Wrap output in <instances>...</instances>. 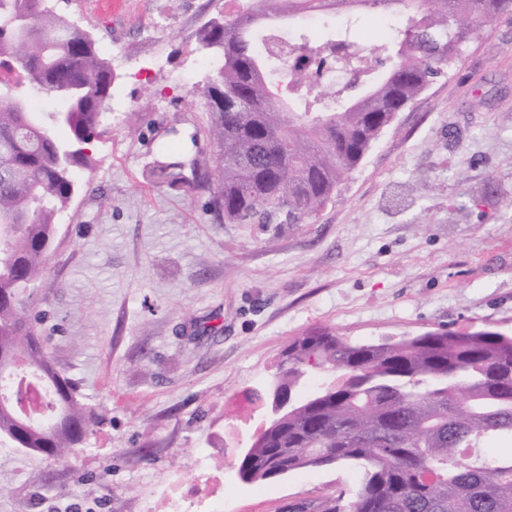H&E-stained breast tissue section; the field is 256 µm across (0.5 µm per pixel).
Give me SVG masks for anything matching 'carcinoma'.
Segmentation results:
<instances>
[{
  "mask_svg": "<svg viewBox=\"0 0 512 512\" xmlns=\"http://www.w3.org/2000/svg\"><path fill=\"white\" fill-rule=\"evenodd\" d=\"M212 17L202 48L222 54L206 97L211 161L167 150L150 165L174 190L209 193L217 224H311L345 176L397 114L473 42L485 20L512 14V0H264ZM381 8L405 17L396 39L366 45L301 37L288 62L253 37L276 17ZM332 61L348 82L319 91L313 67ZM115 74L92 35L47 0H0V351L24 354L49 385L40 401L15 386L0 406V438L60 457L92 432L77 385L55 369L24 310L44 272L75 174L92 167ZM60 103L42 111L36 100ZM275 382L291 403L239 462L247 482L345 463L359 471L349 508L324 512H512V336L436 331L351 343L327 329L295 339Z\"/></svg>",
  "mask_w": 512,
  "mask_h": 512,
  "instance_id": "carcinoma-1",
  "label": "carcinoma"
}]
</instances>
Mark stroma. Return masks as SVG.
Wrapping results in <instances>:
<instances>
[{
	"mask_svg": "<svg viewBox=\"0 0 512 512\" xmlns=\"http://www.w3.org/2000/svg\"><path fill=\"white\" fill-rule=\"evenodd\" d=\"M116 74L97 165L58 221L31 324L99 418L64 458L0 443V512H320L349 505L338 463L261 482L240 452L269 415L266 387L299 336L353 342L478 329L512 333V15L488 20L446 77L384 131L312 224H216L207 195L147 169L164 146L210 155L199 48L230 0H52ZM364 9L290 21V36L392 38Z\"/></svg>",
	"mask_w": 512,
	"mask_h": 512,
	"instance_id": "35a3bbf8",
	"label": "stroma"
}]
</instances>
